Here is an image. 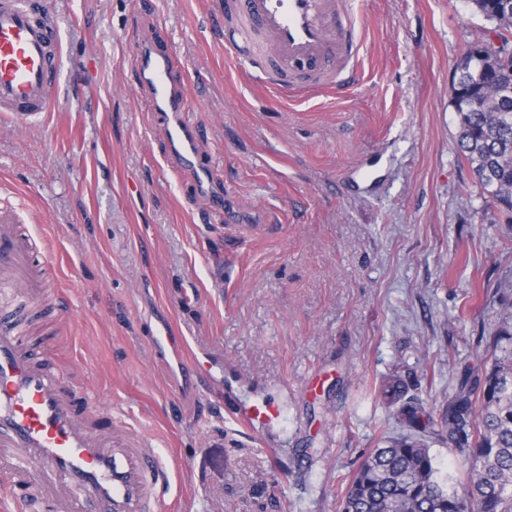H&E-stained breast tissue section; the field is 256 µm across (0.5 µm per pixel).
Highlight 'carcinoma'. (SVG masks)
<instances>
[{
    "label": "carcinoma",
    "mask_w": 512,
    "mask_h": 512,
    "mask_svg": "<svg viewBox=\"0 0 512 512\" xmlns=\"http://www.w3.org/2000/svg\"><path fill=\"white\" fill-rule=\"evenodd\" d=\"M512 34V9L503 0H470ZM460 87L458 149L480 191L512 213V57L482 59L467 47L456 64ZM397 408L412 433L377 448L349 479L339 512H512V327L492 333L491 365L479 379L464 376L439 423L426 414L394 370L375 388ZM432 434L454 445L468 465L466 483L443 476L427 442Z\"/></svg>",
    "instance_id": "cac0c4a2"
}]
</instances>
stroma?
Masks as SVG:
<instances>
[{
    "label": "stroma",
    "instance_id": "35a3bbf8",
    "mask_svg": "<svg viewBox=\"0 0 512 512\" xmlns=\"http://www.w3.org/2000/svg\"><path fill=\"white\" fill-rule=\"evenodd\" d=\"M61 96L0 120V209L57 310L36 326L102 419L168 458L164 512H338L342 481L401 434L399 371L432 419L512 320V216L474 183L448 87L488 29L467 0H361L354 81L257 86L215 0H47ZM173 59L197 158L169 144L137 51ZM186 347L157 355L155 330ZM217 361L222 408L191 353ZM272 401L279 419L235 415Z\"/></svg>",
    "mask_w": 512,
    "mask_h": 512
}]
</instances>
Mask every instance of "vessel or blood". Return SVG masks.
Returning a JSON list of instances; mask_svg holds the SVG:
<instances>
[{
  "label": "vessel or blood",
  "instance_id": "b4317fda",
  "mask_svg": "<svg viewBox=\"0 0 512 512\" xmlns=\"http://www.w3.org/2000/svg\"><path fill=\"white\" fill-rule=\"evenodd\" d=\"M240 26L224 51L239 56L261 36L273 66L313 78L353 76L361 20L352 0H224ZM140 85L169 118L181 157L194 153L187 99L171 83L172 58L138 53ZM60 26L45 0H0V115L12 124L41 118L58 100ZM0 217V502L15 512H163L171 467L154 445L103 424L90 397L65 373L54 349L34 356L7 311L46 296L48 255Z\"/></svg>",
  "mask_w": 512,
  "mask_h": 512
}]
</instances>
